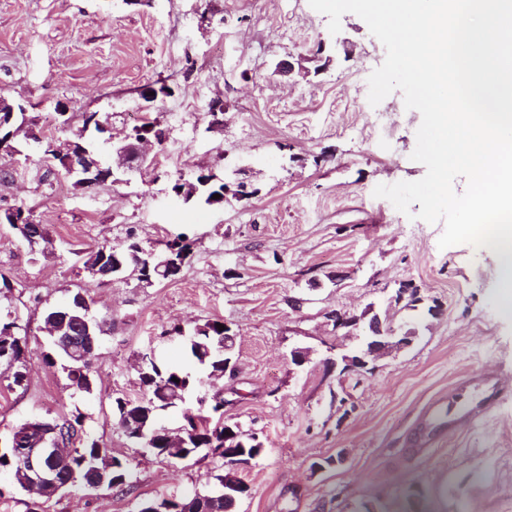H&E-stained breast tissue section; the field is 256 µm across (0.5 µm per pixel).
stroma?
<instances>
[{
  "label": "stroma",
  "instance_id": "1",
  "mask_svg": "<svg viewBox=\"0 0 512 512\" xmlns=\"http://www.w3.org/2000/svg\"><path fill=\"white\" fill-rule=\"evenodd\" d=\"M385 56L360 17L344 14L334 35L308 0H0V95L56 146L73 139L82 113L108 112V132L89 140L116 162L127 130L149 115L143 88L172 90L159 114L168 138L149 155L162 179L130 172L81 191L23 135L0 149V169L13 173L0 208H33L52 241L34 255L0 224V276L28 325L24 384L0 365V447L25 420L78 412L131 468L127 487L49 498L14 490L0 512H137L145 499L214 492L221 458L205 448L187 462L152 454L126 437L112 403L140 397L142 354L180 359L168 328L216 318L235 333L224 421L265 446L237 472L251 490L237 512H357L363 502L376 512H512V317L489 248H439L443 222L408 219L373 194L426 172L411 158L421 115L401 91L381 103L394 114L391 131L366 123L368 78ZM217 100L220 125L207 114ZM239 168L258 193L220 207L183 201L166 179ZM130 228L153 248L188 235L189 267L146 288L132 276L91 279L79 252L122 243ZM409 282L420 303L391 307ZM77 293L105 328L90 394L44 360L42 313ZM336 309L388 315L411 343L339 377L325 364L329 349L357 342L327 322ZM296 348L309 352L300 367L288 361ZM464 377L497 382L502 399L427 438L433 403L478 401ZM339 454L341 465L313 470Z\"/></svg>",
  "mask_w": 512,
  "mask_h": 512
}]
</instances>
